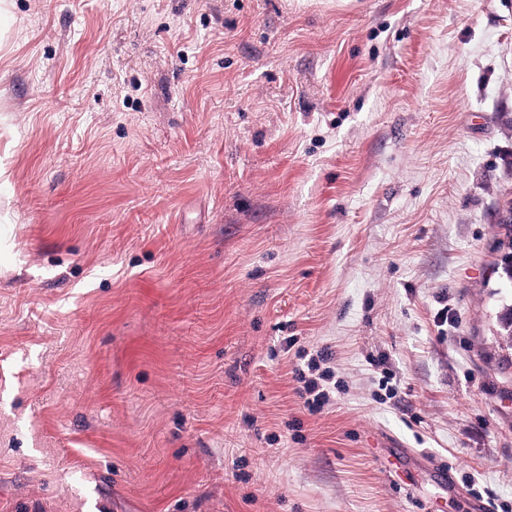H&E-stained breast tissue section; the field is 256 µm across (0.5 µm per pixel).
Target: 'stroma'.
I'll return each mask as SVG.
<instances>
[{
	"mask_svg": "<svg viewBox=\"0 0 512 512\" xmlns=\"http://www.w3.org/2000/svg\"><path fill=\"white\" fill-rule=\"evenodd\" d=\"M511 200L512 0H0V512H512ZM336 389V385L333 387ZM333 388L326 385H318L317 383L310 384L299 390V395L302 399H305V405L311 410H318L324 405L328 404L332 398ZM307 395L313 396V398L306 397Z\"/></svg>",
	"mask_w": 512,
	"mask_h": 512,
	"instance_id": "1",
	"label": "stroma"
}]
</instances>
